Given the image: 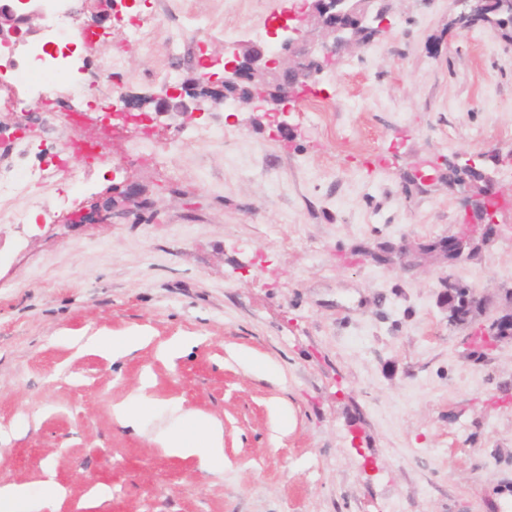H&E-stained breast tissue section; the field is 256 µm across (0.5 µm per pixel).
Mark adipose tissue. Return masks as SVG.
<instances>
[{
  "label": "adipose tissue",
  "mask_w": 512,
  "mask_h": 512,
  "mask_svg": "<svg viewBox=\"0 0 512 512\" xmlns=\"http://www.w3.org/2000/svg\"><path fill=\"white\" fill-rule=\"evenodd\" d=\"M169 452L179 456H199L207 465L224 462L222 432L212 421L202 419L191 410H179L164 433Z\"/></svg>",
  "instance_id": "obj_1"
}]
</instances>
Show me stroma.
<instances>
[{
  "label": "stroma",
  "mask_w": 512,
  "mask_h": 512,
  "mask_svg": "<svg viewBox=\"0 0 512 512\" xmlns=\"http://www.w3.org/2000/svg\"><path fill=\"white\" fill-rule=\"evenodd\" d=\"M207 18L180 77L265 42L294 0H172ZM119 20V19H118ZM113 18L83 49L122 63V95L165 87L160 42L126 41ZM448 0H390L385 28L325 66L278 137L261 112L215 107L153 140L160 162L103 157L82 189L60 140L72 113L102 143L104 80L60 83L65 111L0 81V169L45 168L0 222V488L36 512H512V338L479 327L512 311V206L475 257L449 265L422 243L466 232L459 194L418 168L484 154L512 197V37L449 26ZM212 127L210 141L194 139ZM138 184L144 208L121 196ZM111 206L104 223L83 212ZM411 250L378 264L377 244ZM490 309L453 327L447 278ZM140 332L110 359L74 336ZM187 340L183 354L169 344ZM151 416L119 425L115 406ZM183 406L220 425L224 465L167 454Z\"/></svg>",
  "instance_id": "1"
}]
</instances>
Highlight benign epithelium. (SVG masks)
I'll return each instance as SVG.
<instances>
[{"mask_svg":"<svg viewBox=\"0 0 512 512\" xmlns=\"http://www.w3.org/2000/svg\"><path fill=\"white\" fill-rule=\"evenodd\" d=\"M15 0H0V39H20L31 32V21L39 16L36 0H25L29 10L20 12ZM386 0H312L308 10L286 17L273 32L279 59L269 58L270 48L264 43L250 42L235 49L224 58V78L216 82L211 74H198L191 82L166 90L152 97L156 101L155 115H193L204 112V107L216 102L232 100L236 109L274 114L276 132L290 130L287 118L296 111L302 83L317 78L309 72L313 61L324 65L356 45L348 32L366 24L367 41H372L382 30ZM512 11V0H453L452 12L459 29L460 22L487 12ZM466 213L476 214L482 207L476 223L483 226L488 240L496 236V215L503 200L491 174L459 189ZM447 247L462 257L475 247L472 237L448 238ZM448 308V324L466 325L473 316L460 317L456 311L452 291L443 295ZM484 335L492 339L512 337V313L502 314L483 325Z\"/></svg>","mask_w":512,"mask_h":512,"instance_id":"benign-epithelium-1","label":"benign epithelium"}]
</instances>
